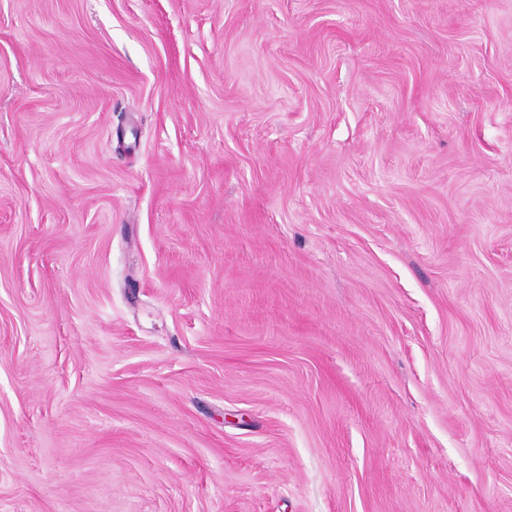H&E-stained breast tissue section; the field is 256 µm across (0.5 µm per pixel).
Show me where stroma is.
Wrapping results in <instances>:
<instances>
[{"label": "stroma", "mask_w": 512, "mask_h": 512, "mask_svg": "<svg viewBox=\"0 0 512 512\" xmlns=\"http://www.w3.org/2000/svg\"><path fill=\"white\" fill-rule=\"evenodd\" d=\"M0 512H512V0H0Z\"/></svg>", "instance_id": "1"}]
</instances>
